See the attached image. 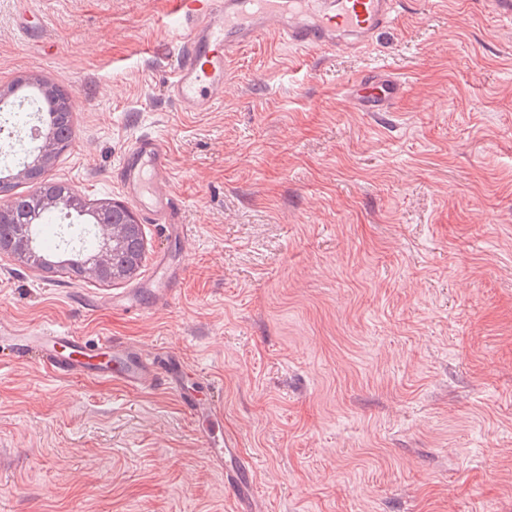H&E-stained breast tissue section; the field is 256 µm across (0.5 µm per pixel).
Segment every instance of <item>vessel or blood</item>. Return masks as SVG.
Masks as SVG:
<instances>
[{
  "instance_id": "obj_1",
  "label": "vessel or blood",
  "mask_w": 512,
  "mask_h": 512,
  "mask_svg": "<svg viewBox=\"0 0 512 512\" xmlns=\"http://www.w3.org/2000/svg\"><path fill=\"white\" fill-rule=\"evenodd\" d=\"M171 14L187 23L179 39L177 63L168 86L170 98L183 112H208L224 97V69L240 50L267 32L303 52L351 50L372 42L396 20L399 0H169ZM403 81L369 71L348 84L344 96L360 112H386L401 98ZM169 152L155 136L137 137L124 152L117 178L125 194L167 236L178 238L179 204L166 191ZM174 272L167 255L155 264L152 290L155 300L167 301ZM113 309L127 315L144 313L141 294L131 291L110 297ZM15 351L36 354L52 373L90 380H109L126 389L142 391L165 382L197 421L207 422L202 438L215 469L224 476V489L232 512H259L250 495L254 466L239 438L225 433L216 441L212 424L223 416L215 402L187 390L186 364L176 356L147 353L141 347L109 336L94 339L59 327L38 328L11 336Z\"/></svg>"
}]
</instances>
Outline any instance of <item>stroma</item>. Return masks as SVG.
<instances>
[{
	"label": "stroma",
	"mask_w": 512,
	"mask_h": 512,
	"mask_svg": "<svg viewBox=\"0 0 512 512\" xmlns=\"http://www.w3.org/2000/svg\"><path fill=\"white\" fill-rule=\"evenodd\" d=\"M0 0V87L72 94L47 172L124 201L132 139L163 137L185 226L143 223L133 279L0 255V330L65 327L179 355L212 383L263 512H512V25L484 0H402L368 45L242 49L224 100L168 94L167 0ZM401 77L388 112L343 96ZM184 274L142 317L105 307L165 251ZM190 414L159 387L50 375L0 354V512H229Z\"/></svg>",
	"instance_id": "35a3bbf8"
}]
</instances>
